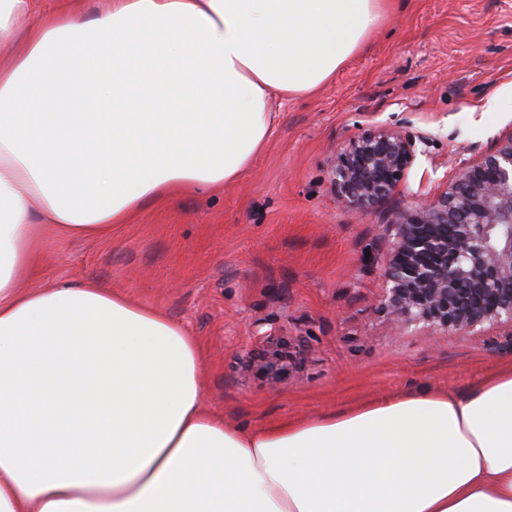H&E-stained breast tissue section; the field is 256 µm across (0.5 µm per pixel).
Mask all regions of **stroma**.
Wrapping results in <instances>:
<instances>
[{"label":"stroma","mask_w":512,"mask_h":512,"mask_svg":"<svg viewBox=\"0 0 512 512\" xmlns=\"http://www.w3.org/2000/svg\"><path fill=\"white\" fill-rule=\"evenodd\" d=\"M264 149L234 182L149 203L109 238L46 237L42 282L96 281L200 342L206 410L257 428L421 387L468 389L512 363V330H394L381 308L383 227L444 191L512 132V0H392L363 49L314 94L273 97ZM382 126L420 140L398 192L356 214L330 190L339 147ZM283 336L287 376L249 365Z\"/></svg>","instance_id":"obj_1"}]
</instances>
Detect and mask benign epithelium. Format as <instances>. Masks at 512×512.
Returning <instances> with one entry per match:
<instances>
[{
    "label": "benign epithelium",
    "instance_id": "obj_1",
    "mask_svg": "<svg viewBox=\"0 0 512 512\" xmlns=\"http://www.w3.org/2000/svg\"><path fill=\"white\" fill-rule=\"evenodd\" d=\"M417 154L411 136L369 129L334 156L331 191L347 210L370 212L398 190ZM386 231L381 304L395 328L512 327V132L462 164L443 192L397 211ZM259 340V367L275 387L288 357L276 334Z\"/></svg>",
    "mask_w": 512,
    "mask_h": 512
}]
</instances>
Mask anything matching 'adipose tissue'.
<instances>
[{
  "instance_id": "adipose-tissue-1",
  "label": "adipose tissue",
  "mask_w": 512,
  "mask_h": 512,
  "mask_svg": "<svg viewBox=\"0 0 512 512\" xmlns=\"http://www.w3.org/2000/svg\"><path fill=\"white\" fill-rule=\"evenodd\" d=\"M388 0H0V512H512V365L258 429L203 409L197 339L44 238L237 180L271 94L332 79Z\"/></svg>"
}]
</instances>
